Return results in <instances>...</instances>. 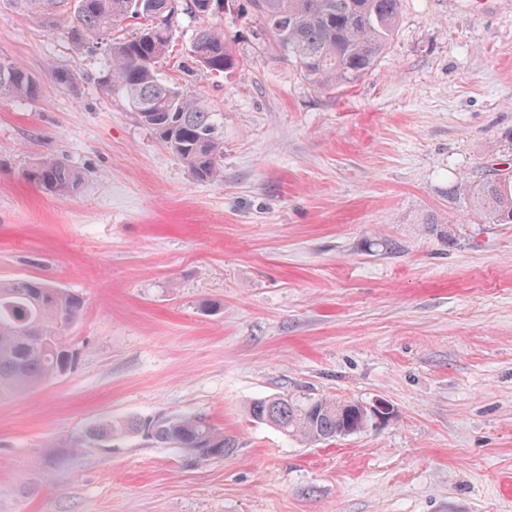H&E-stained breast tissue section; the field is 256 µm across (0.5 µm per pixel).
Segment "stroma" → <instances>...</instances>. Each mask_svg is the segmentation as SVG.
<instances>
[{"instance_id":"obj_1","label":"stroma","mask_w":512,"mask_h":512,"mask_svg":"<svg viewBox=\"0 0 512 512\" xmlns=\"http://www.w3.org/2000/svg\"><path fill=\"white\" fill-rule=\"evenodd\" d=\"M181 17L162 76L218 115L224 173L196 180L76 48L0 0V280L81 294L75 371L0 402V512H512V224L448 189L512 164V0H403L371 73L316 89L225 13L240 68L197 67ZM58 154L74 196L25 171ZM450 222L449 235L439 225ZM385 402L304 444L254 398ZM202 414L233 446L201 461L101 419ZM39 87L25 67L16 62H0V93L34 99Z\"/></svg>"}]
</instances>
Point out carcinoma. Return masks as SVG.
Listing matches in <instances>:
<instances>
[{
    "mask_svg": "<svg viewBox=\"0 0 512 512\" xmlns=\"http://www.w3.org/2000/svg\"><path fill=\"white\" fill-rule=\"evenodd\" d=\"M237 14L261 23L260 35L276 54L298 64L302 78L315 88L350 84L372 71L393 39L402 0H11L49 29L64 26L77 48H102L107 68L98 76L106 94H120L139 122L178 158L193 177L213 181L223 174L224 138L216 113L193 94L162 79L158 64L168 55L179 15L219 18L225 3ZM126 37L114 36L122 26ZM197 66L214 73L240 67L224 29L198 30L189 48ZM39 87L25 67L0 62V93L33 99ZM33 184L74 195L84 177L63 158L46 154L26 171ZM449 198L462 199L484 224H512V169L480 180L460 178ZM85 300L42 277L0 281V401L68 374L76 348L66 327L83 314ZM249 415L285 436L326 442L367 427L358 404L334 399L297 400L262 396L251 401ZM145 436L181 452L194 449L201 460L224 458L233 447L224 431L198 415L162 416L129 421L99 420L80 437L107 442L115 437Z\"/></svg>",
    "mask_w": 512,
    "mask_h": 512,
    "instance_id": "carcinoma-1",
    "label": "carcinoma"
}]
</instances>
